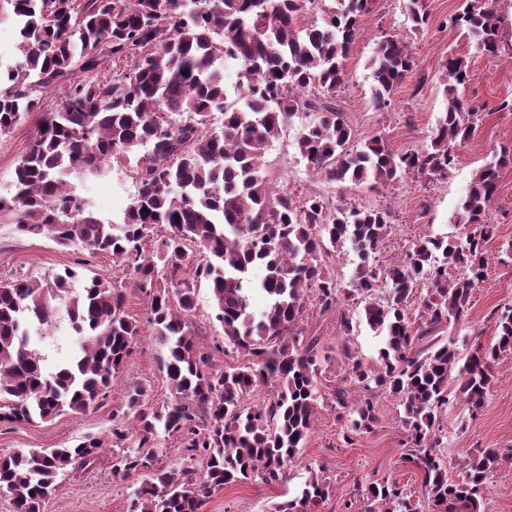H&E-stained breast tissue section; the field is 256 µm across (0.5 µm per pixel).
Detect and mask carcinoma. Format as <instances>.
I'll return each mask as SVG.
<instances>
[{"label": "carcinoma", "mask_w": 512, "mask_h": 512, "mask_svg": "<svg viewBox=\"0 0 512 512\" xmlns=\"http://www.w3.org/2000/svg\"><path fill=\"white\" fill-rule=\"evenodd\" d=\"M314 3L0 0V21L17 24L23 56L15 65L0 63V136L40 112L47 90H64L54 109L41 112L37 135L14 169L13 194L0 195V223L122 261L145 301L150 335L163 348L157 371L171 388L168 401L153 405L143 385H130L126 411L107 442L88 437L73 447L0 455V492L12 497L15 512H43L62 482L108 446L113 474L141 478L127 512H202L225 485L251 478L276 484L299 459L320 403L316 339L304 340L301 328L308 293L323 312L370 297L378 282L372 260L391 222L380 208H331L320 197L296 201L274 192L263 151L285 123L305 117L301 159L330 184L434 181L447 177L480 113L459 93L465 60L450 53L442 78L447 107L429 145L397 154L374 137L349 148L352 129L334 99L371 0H339L321 22L308 23ZM405 9L414 28L429 23L426 0H406ZM448 22L477 51L497 52V0H462ZM108 59L125 67L101 76ZM228 59L239 64L232 83L224 76ZM416 67L407 43H377L370 68L378 108L391 105ZM511 162L503 152L475 174L456 215L468 234L411 241L385 271L388 298L363 308L368 327L383 334L377 364L359 358L350 342L352 319L340 313L339 354L345 382L356 390L350 399L337 387L330 399L343 441L351 445L372 431L373 395L389 392L402 407L411 444L403 460L421 473L429 512H484L482 491L504 461L503 449L478 448L466 455L458 479H449L438 418L454 401L473 415L484 407L494 367L512 356V309L497 316L495 341L475 342L464 355L452 337L426 353L419 347L468 316L487 267L500 170ZM129 165L137 192L121 222L107 224L87 209L71 179ZM347 242L359 262L345 288L326 264ZM194 246L207 258L187 280L180 273ZM255 266L264 268L258 281L250 278ZM452 268L461 274L449 275ZM202 281L224 327L214 350L235 349L237 365L219 367L196 346L188 317ZM421 283L426 293L412 319L407 304ZM255 292L268 300L259 314L251 309ZM126 300L123 281L68 268L43 283L0 280V423L50 422L102 406L143 334ZM63 311L78 348L71 363L50 371L31 328L51 326ZM268 385L276 390L249 401ZM169 438L184 452L179 469L162 462ZM331 492L312 472L273 512H319ZM416 510L412 494L383 481L370 484L360 512Z\"/></svg>", "instance_id": "cac0c4a2"}]
</instances>
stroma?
<instances>
[{"label": "stroma", "instance_id": "obj_1", "mask_svg": "<svg viewBox=\"0 0 512 512\" xmlns=\"http://www.w3.org/2000/svg\"><path fill=\"white\" fill-rule=\"evenodd\" d=\"M459 5L460 0H427L430 21L416 30L407 18L404 0H371L370 13L345 62L346 81L336 93V105L353 129V144L379 135L395 152L417 150L429 144L431 132L447 106L440 64L450 53L463 57L467 81L461 93L481 106L483 114L447 178L428 184L408 179L374 189L365 185L338 188L306 168L297 148L301 125L296 121L282 126L265 152L264 172L282 192L302 199L318 195L332 207L354 203L391 211L392 234L375 258L380 269L395 262L403 240L458 234L454 215L477 169L494 154L512 151V112L498 109L505 96H512V0L497 2L505 48L496 56L476 53L449 27L447 19ZM386 36L408 42L418 67L413 77L396 90L390 108L382 112L372 101L373 79L368 63L376 43ZM37 124V115H30L10 134L0 137L1 195L7 194L15 166L37 134ZM78 192L99 218L116 223L134 196L136 183L129 172L116 168L108 176L79 187ZM490 216L495 230L486 245L487 275L473 293L464 323L442 327L437 334L441 340L455 337L463 352L469 350L473 340L491 342L496 313L512 307V166L501 171ZM67 268H81L86 274L108 279L125 275L122 266L111 257H91L78 248H61L46 235H23L6 226L0 228V278L40 282ZM344 310L352 319L351 342L359 357L367 364H375L382 337L366 325L361 300L347 302ZM189 321L205 351H212L214 344L223 342L224 330L215 319L212 294L205 285L197 287ZM303 326L307 335L320 339L318 351L324 357L320 364L321 391L331 393L345 376L344 363L336 352L343 338L338 316L311 308ZM157 353L152 338L138 339L124 374L96 410L65 415L49 423L0 425V453L63 448L88 436H109L112 416L124 411L126 387L134 382L146 386L152 403H162L170 392L156 369ZM376 401L379 423L371 433L361 435L350 445L342 439L335 413L328 405H321L298 464L288 469L280 483L267 485L253 479L228 484L206 500L203 512H271L273 504L292 497L313 470L322 472L333 486L322 512H345L347 503L362 502L369 483L378 479L398 483L418 501V512H428L421 502L420 473L401 462L409 447L400 421L401 408L396 399L385 393L377 394ZM440 429L442 452L452 478L458 476L466 450L512 448V360L496 366L495 385L477 415H469L461 404L450 403L441 415ZM139 483L138 477L113 474L111 457L105 453L93 469L65 480L46 501L43 512H127L129 494Z\"/></svg>", "mask_w": 512, "mask_h": 512}]
</instances>
